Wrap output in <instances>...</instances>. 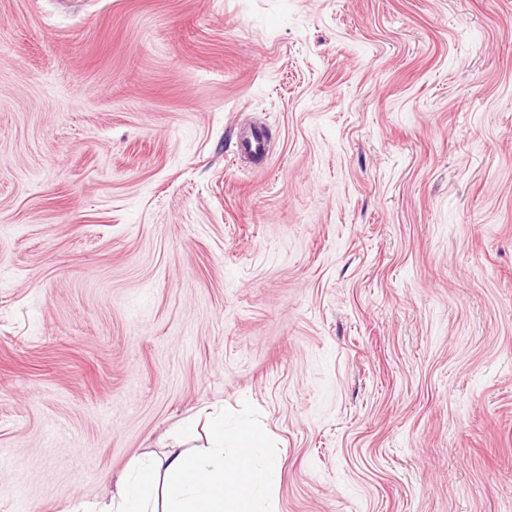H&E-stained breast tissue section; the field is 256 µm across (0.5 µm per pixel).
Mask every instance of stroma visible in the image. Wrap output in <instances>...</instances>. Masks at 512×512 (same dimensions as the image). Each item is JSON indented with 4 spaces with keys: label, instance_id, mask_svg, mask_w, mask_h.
I'll return each mask as SVG.
<instances>
[{
    "label": "stroma",
    "instance_id": "1",
    "mask_svg": "<svg viewBox=\"0 0 512 512\" xmlns=\"http://www.w3.org/2000/svg\"><path fill=\"white\" fill-rule=\"evenodd\" d=\"M218 411L271 512H512V0H0V512Z\"/></svg>",
    "mask_w": 512,
    "mask_h": 512
}]
</instances>
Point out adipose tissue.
Returning <instances> with one entry per match:
<instances>
[{
    "label": "adipose tissue",
    "mask_w": 512,
    "mask_h": 512,
    "mask_svg": "<svg viewBox=\"0 0 512 512\" xmlns=\"http://www.w3.org/2000/svg\"><path fill=\"white\" fill-rule=\"evenodd\" d=\"M210 438L205 453L174 449L121 475L99 512H258L280 477L279 459L262 453L263 434L219 419Z\"/></svg>",
    "instance_id": "obj_1"
}]
</instances>
